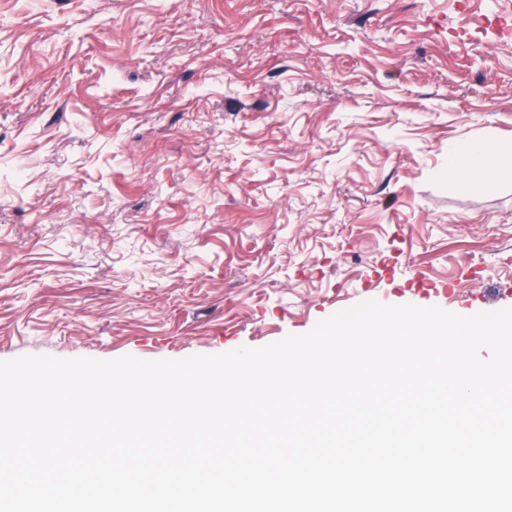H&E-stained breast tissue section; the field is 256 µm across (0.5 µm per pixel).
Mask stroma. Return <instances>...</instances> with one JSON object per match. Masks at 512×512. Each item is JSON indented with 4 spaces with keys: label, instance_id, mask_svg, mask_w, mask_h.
I'll return each mask as SVG.
<instances>
[{
    "label": "stroma",
    "instance_id": "obj_1",
    "mask_svg": "<svg viewBox=\"0 0 512 512\" xmlns=\"http://www.w3.org/2000/svg\"><path fill=\"white\" fill-rule=\"evenodd\" d=\"M501 0H0V361L259 348L512 289ZM512 166V148L505 149L492 139L472 142L461 153L454 147L448 149V171L457 173V186L461 189L472 182L492 185L504 166Z\"/></svg>",
    "mask_w": 512,
    "mask_h": 512
}]
</instances>
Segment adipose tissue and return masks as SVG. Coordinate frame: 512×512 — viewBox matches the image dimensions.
<instances>
[{
    "instance_id": "1",
    "label": "adipose tissue",
    "mask_w": 512,
    "mask_h": 512,
    "mask_svg": "<svg viewBox=\"0 0 512 512\" xmlns=\"http://www.w3.org/2000/svg\"><path fill=\"white\" fill-rule=\"evenodd\" d=\"M512 166V148H503L496 141L484 139L472 142L466 151H448V169L456 173L459 188L472 182L493 184L497 174L505 166Z\"/></svg>"
}]
</instances>
